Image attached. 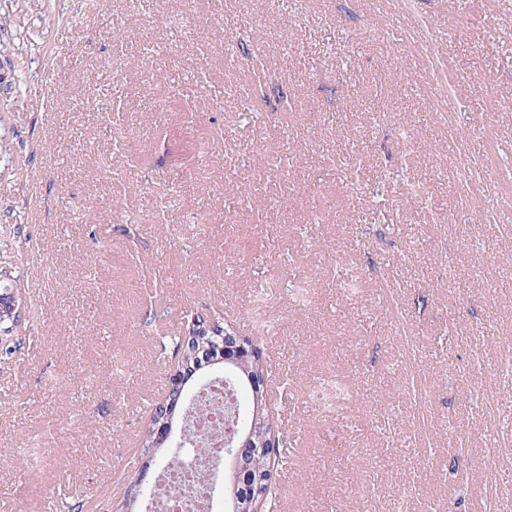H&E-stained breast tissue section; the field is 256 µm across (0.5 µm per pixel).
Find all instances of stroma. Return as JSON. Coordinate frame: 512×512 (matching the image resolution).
Listing matches in <instances>:
<instances>
[{"label": "stroma", "mask_w": 512, "mask_h": 512, "mask_svg": "<svg viewBox=\"0 0 512 512\" xmlns=\"http://www.w3.org/2000/svg\"><path fill=\"white\" fill-rule=\"evenodd\" d=\"M294 2L0 0V512H127L161 340L262 286L277 512H512V224L460 175L512 0ZM3 291L1 292V290ZM16 298L8 288V285L0 288V331H7L14 320L20 314L17 308Z\"/></svg>", "instance_id": "1"}]
</instances>
